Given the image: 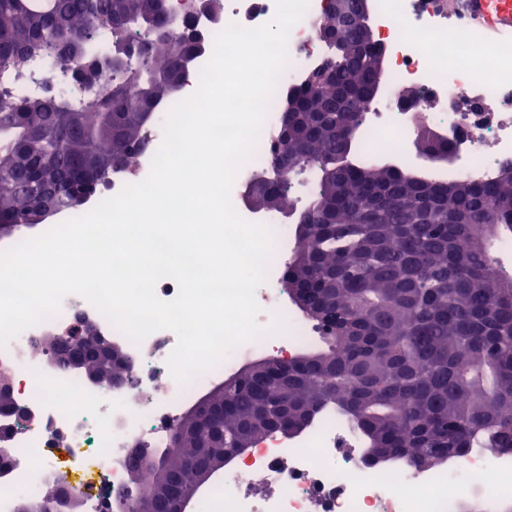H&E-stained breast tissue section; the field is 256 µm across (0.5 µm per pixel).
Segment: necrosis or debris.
<instances>
[{
    "mask_svg": "<svg viewBox=\"0 0 512 512\" xmlns=\"http://www.w3.org/2000/svg\"><path fill=\"white\" fill-rule=\"evenodd\" d=\"M275 0H224L221 20L201 14L195 28L205 47L192 60L189 87H197L201 68L213 54L217 33L235 23L256 28L275 15ZM324 0H309L308 10L288 39V63L277 84L251 160L239 171L231 200L246 220L269 227L277 244L268 275L255 292L262 308L260 324L274 310L284 312V332L242 344L192 383L179 385L166 365L177 338L168 330L133 343L108 318L77 294L66 295L58 314L28 328L0 349V366L12 371L13 398L20 415L0 413V432L14 448L11 465L0 467V512H11L15 495H39L47 476L63 478L80 495L88 512H107L111 501L128 492L127 467L138 443L158 448L179 408L223 371L258 351L295 352L306 348L314 327L288 313L279 286L282 247L291 225L273 212L248 208L243 197L259 178L279 128L282 94L302 83L324 56L313 25ZM374 21L385 42L391 66L377 110L365 121L362 138L368 154L404 155L413 132L408 113L399 111L398 94L412 87L433 105L432 130L447 141L464 178L487 180L498 163L512 160V57H500L495 45L478 37L474 27L428 9L424 0H375ZM473 110L460 109V100ZM108 332L134 361V390L116 394L95 389L74 372L50 366L49 355L29 356V337L68 330L76 314ZM359 432L342 415L322 411L295 440L272 434L197 497L200 512H449L465 495L488 503L512 498V450L486 455L469 449L468 467L449 461L436 470L397 461L368 466ZM262 476L265 490L252 479Z\"/></svg>",
    "mask_w": 512,
    "mask_h": 512,
    "instance_id": "necrosis-or-debris-1",
    "label": "necrosis or debris"
}]
</instances>
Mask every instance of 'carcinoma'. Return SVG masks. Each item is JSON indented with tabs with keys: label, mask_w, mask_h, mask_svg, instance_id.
<instances>
[{
	"label": "carcinoma",
	"mask_w": 512,
	"mask_h": 512,
	"mask_svg": "<svg viewBox=\"0 0 512 512\" xmlns=\"http://www.w3.org/2000/svg\"><path fill=\"white\" fill-rule=\"evenodd\" d=\"M195 11L189 3L175 24L166 0H0V70L13 75L0 82V120L40 127L41 139L15 131L11 148L51 159L34 182L0 168V217L19 220L37 200L68 201L75 190L92 196L110 172L76 186L85 154L120 157L126 168L135 162L142 113L177 92L200 52L190 29ZM103 33L109 43L99 53ZM124 43L135 50L119 66L80 67L85 56ZM327 48L336 82L286 94L314 121L291 137L288 167L312 174L316 189L297 211L303 231L284 281L305 290V315L323 347L288 369L270 359L224 390L189 425L180 453L138 449L146 466L131 498L151 492L163 467L183 485L190 462L218 459L227 446L254 447L285 402L288 425L301 431L327 406L346 413L370 463L431 469L476 446L512 449V277L491 273L488 246L512 237V160L497 178L476 181L367 159L358 131L375 83L370 33L354 22ZM37 57L97 87L96 100L77 107L16 94L13 82ZM74 119L84 126L79 139L63 134ZM260 188L266 209L294 210L280 175Z\"/></svg>",
	"instance_id": "cac0c4a2"
}]
</instances>
